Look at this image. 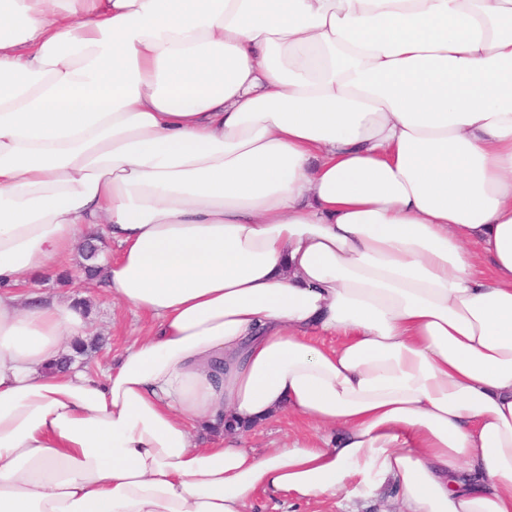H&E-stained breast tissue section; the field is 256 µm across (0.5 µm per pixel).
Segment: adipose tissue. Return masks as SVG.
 Here are the masks:
<instances>
[{
	"mask_svg": "<svg viewBox=\"0 0 512 512\" xmlns=\"http://www.w3.org/2000/svg\"><path fill=\"white\" fill-rule=\"evenodd\" d=\"M387 486L512 512V0H0V512ZM90 313L91 335L101 348L89 352L86 362L105 366L119 355L123 348L141 331L149 328L152 320L142 314L116 305L100 288H84ZM310 430L311 424L308 421L287 414L248 430L246 439L251 447L266 449L279 443L291 431L308 432Z\"/></svg>",
	"mask_w": 512,
	"mask_h": 512,
	"instance_id": "obj_1",
	"label": "adipose tissue"
}]
</instances>
